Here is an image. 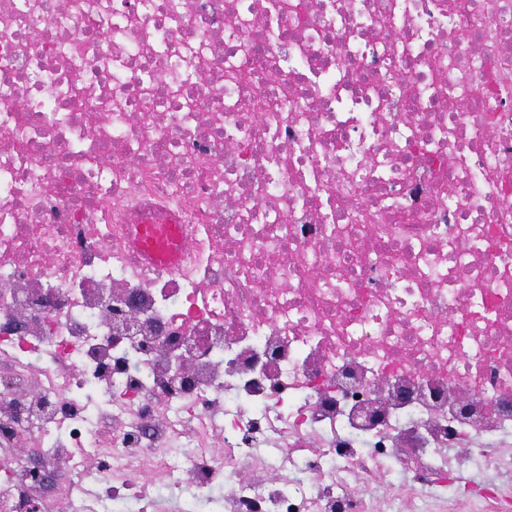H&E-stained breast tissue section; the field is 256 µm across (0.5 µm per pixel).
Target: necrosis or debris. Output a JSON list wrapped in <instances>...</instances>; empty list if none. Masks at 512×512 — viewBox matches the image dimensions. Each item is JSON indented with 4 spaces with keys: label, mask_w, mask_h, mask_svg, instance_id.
Returning a JSON list of instances; mask_svg holds the SVG:
<instances>
[{
    "label": "necrosis or debris",
    "mask_w": 512,
    "mask_h": 512,
    "mask_svg": "<svg viewBox=\"0 0 512 512\" xmlns=\"http://www.w3.org/2000/svg\"><path fill=\"white\" fill-rule=\"evenodd\" d=\"M465 440L512 457V0H0V512H426ZM169 216L147 219L135 225L131 237L132 248L146 260L165 264L178 257L184 243ZM178 508L182 511L176 512H224L222 490L215 487L205 498L195 497L192 492L185 491L180 497Z\"/></svg>",
    "instance_id": "necrosis-or-debris-1"
}]
</instances>
